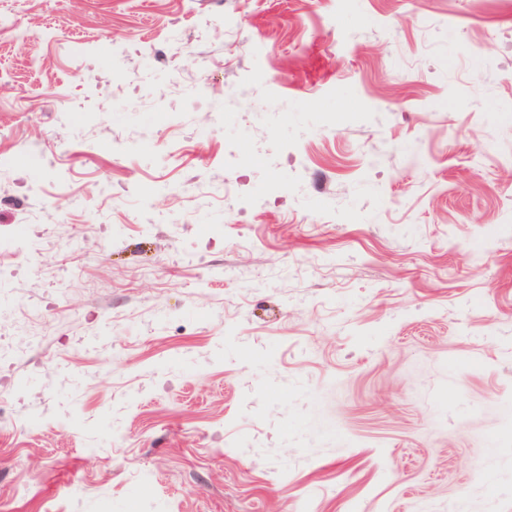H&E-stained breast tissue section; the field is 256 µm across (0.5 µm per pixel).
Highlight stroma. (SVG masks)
I'll list each match as a JSON object with an SVG mask.
<instances>
[{"instance_id": "35a3bbf8", "label": "stroma", "mask_w": 512, "mask_h": 512, "mask_svg": "<svg viewBox=\"0 0 512 512\" xmlns=\"http://www.w3.org/2000/svg\"><path fill=\"white\" fill-rule=\"evenodd\" d=\"M0 165V512H512V0H0Z\"/></svg>"}]
</instances>
